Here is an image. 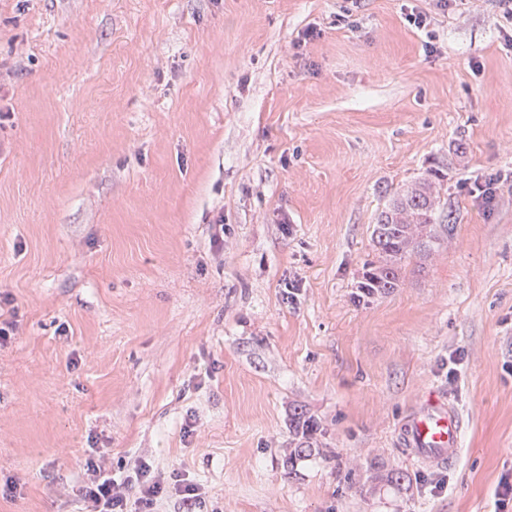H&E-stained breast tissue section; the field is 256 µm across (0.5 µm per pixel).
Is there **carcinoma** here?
Wrapping results in <instances>:
<instances>
[{"label": "carcinoma", "mask_w": 512, "mask_h": 512, "mask_svg": "<svg viewBox=\"0 0 512 512\" xmlns=\"http://www.w3.org/2000/svg\"><path fill=\"white\" fill-rule=\"evenodd\" d=\"M442 179L440 169L429 170L427 177L417 184L414 194H397L378 214L371 231L375 259L363 266L356 298L394 291L401 284L407 261L426 258L439 247L437 185Z\"/></svg>", "instance_id": "carcinoma-1"}]
</instances>
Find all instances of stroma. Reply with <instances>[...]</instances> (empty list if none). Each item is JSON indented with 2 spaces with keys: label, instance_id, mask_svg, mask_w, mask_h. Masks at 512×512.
Listing matches in <instances>:
<instances>
[{
  "label": "stroma",
  "instance_id": "stroma-1",
  "mask_svg": "<svg viewBox=\"0 0 512 512\" xmlns=\"http://www.w3.org/2000/svg\"><path fill=\"white\" fill-rule=\"evenodd\" d=\"M511 31L498 0H0V512H88L93 446L168 480L158 512L176 472L203 512H493ZM433 167L452 232L357 300L371 224ZM431 392L445 468L399 440Z\"/></svg>",
  "mask_w": 512,
  "mask_h": 512
}]
</instances>
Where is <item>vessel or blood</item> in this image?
<instances>
[{"instance_id": "b4317fda", "label": "vessel or blood", "mask_w": 512, "mask_h": 512, "mask_svg": "<svg viewBox=\"0 0 512 512\" xmlns=\"http://www.w3.org/2000/svg\"><path fill=\"white\" fill-rule=\"evenodd\" d=\"M460 434L461 423L455 412L431 396L407 422L402 441L413 456L441 467L457 456Z\"/></svg>"}]
</instances>
